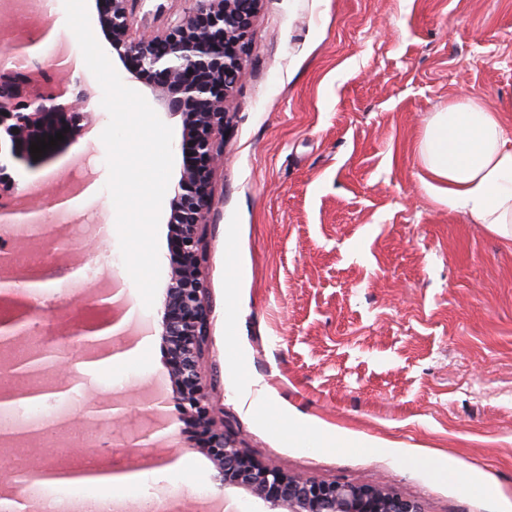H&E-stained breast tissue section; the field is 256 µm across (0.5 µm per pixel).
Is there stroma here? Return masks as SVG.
Wrapping results in <instances>:
<instances>
[{
    "instance_id": "obj_1",
    "label": "stroma",
    "mask_w": 512,
    "mask_h": 512,
    "mask_svg": "<svg viewBox=\"0 0 512 512\" xmlns=\"http://www.w3.org/2000/svg\"><path fill=\"white\" fill-rule=\"evenodd\" d=\"M475 93L512 112V0H262L229 104L224 164L204 235L212 311L205 381L224 428L256 461L323 481L383 484L425 512H512V247L435 203L414 146L431 112ZM106 149L57 152L32 206L97 185L82 215L115 220ZM103 284L125 266L117 234L59 225ZM145 355L81 378L121 403L115 458L172 512H264L217 491L214 465L174 406L161 428L145 391H171L156 309L124 279ZM303 418L327 435L289 433ZM372 441L335 446L337 434ZM182 468L156 474L172 455ZM134 493V494H137ZM117 503L130 512L134 496Z\"/></svg>"
}]
</instances>
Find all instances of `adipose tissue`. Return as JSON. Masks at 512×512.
<instances>
[{
	"instance_id": "1",
	"label": "adipose tissue",
	"mask_w": 512,
	"mask_h": 512,
	"mask_svg": "<svg viewBox=\"0 0 512 512\" xmlns=\"http://www.w3.org/2000/svg\"><path fill=\"white\" fill-rule=\"evenodd\" d=\"M415 153L425 191L469 223L512 244V122L503 113L475 95L455 99L432 114ZM78 469V475L67 478L43 475L39 483L104 488L100 506L110 512L114 493L138 483L144 473L137 462L106 474L85 461Z\"/></svg>"
}]
</instances>
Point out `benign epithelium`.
Here are the masks:
<instances>
[{
    "label": "benign epithelium",
    "instance_id": "benign-epithelium-1",
    "mask_svg": "<svg viewBox=\"0 0 512 512\" xmlns=\"http://www.w3.org/2000/svg\"><path fill=\"white\" fill-rule=\"evenodd\" d=\"M144 0H94L98 24L129 78L149 81L169 111L185 116L182 150L186 164L174 188L169 223L175 227L172 252L175 271L159 311L158 326L175 384L170 401L194 426L201 447L215 460L214 480L224 490L246 489L264 502L265 512H424L419 501L383 485L317 481L291 476L249 457L224 431L203 383L210 338L211 309L202 274L203 228L212 206L213 169L224 160V126L228 103L245 69L248 36L261 0H190L192 6L161 29L138 26ZM24 44L0 40V174L10 168H35L51 155L48 148L33 160L30 145L60 132L61 148L81 155L88 124L84 123L92 92L74 90L67 80L53 82L38 62L27 65ZM113 293L92 286L75 298L88 312L107 313ZM34 319L27 304L25 319L0 318V335L16 346L18 325ZM108 325L98 319L69 322V340L53 348L68 354L77 342L84 360L101 359L108 340L92 332ZM86 419L98 429L127 417L118 405L89 400Z\"/></svg>",
    "mask_w": 512,
    "mask_h": 512
}]
</instances>
